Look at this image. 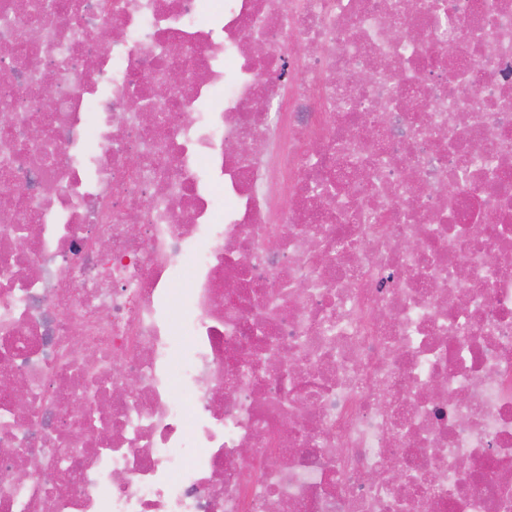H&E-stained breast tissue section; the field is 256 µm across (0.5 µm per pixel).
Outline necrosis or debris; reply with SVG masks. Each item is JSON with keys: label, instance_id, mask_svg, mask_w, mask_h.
Wrapping results in <instances>:
<instances>
[{"label": "necrosis or debris", "instance_id": "1", "mask_svg": "<svg viewBox=\"0 0 512 512\" xmlns=\"http://www.w3.org/2000/svg\"><path fill=\"white\" fill-rule=\"evenodd\" d=\"M3 102L0 512H512V0H0Z\"/></svg>", "mask_w": 512, "mask_h": 512}]
</instances>
